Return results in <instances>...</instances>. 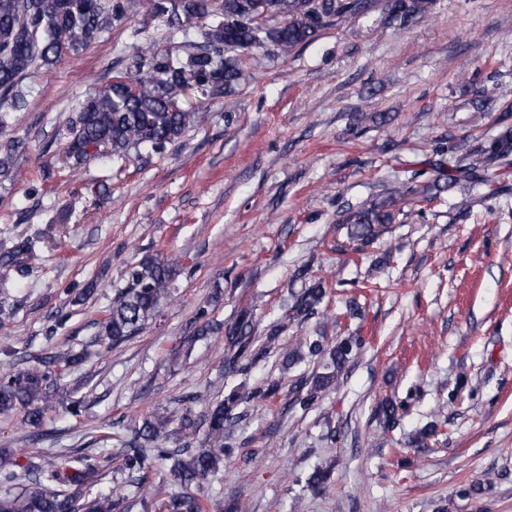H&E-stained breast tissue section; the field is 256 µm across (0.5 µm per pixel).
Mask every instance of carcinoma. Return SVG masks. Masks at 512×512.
<instances>
[{"mask_svg":"<svg viewBox=\"0 0 512 512\" xmlns=\"http://www.w3.org/2000/svg\"><path fill=\"white\" fill-rule=\"evenodd\" d=\"M261 10L283 18L270 26L256 22L258 10L253 0H223L215 7L210 0H151L153 17L185 34L195 31L196 40H185L177 49H164L144 36L140 50L124 73L105 88L88 93L67 121L71 134L66 153L82 158L95 148L97 157L124 156L132 149L158 150L179 138L197 124L199 113L179 106V99L194 89L224 96V109L233 111L232 96L242 71L239 54L268 46L295 48L313 42L321 30L365 11L367 0H261ZM427 0H384L385 17L405 26L423 14ZM123 4L118 0H0V131L8 128L6 117L27 104L32 90L26 84L35 71L51 72L67 54H76L96 42L121 18ZM17 151L10 140L0 147V175L9 173ZM435 178L422 189L432 201L454 185L465 182L483 188L493 197L505 190L501 171L512 166V125L486 138L477 147L455 154L448 146V159L434 163ZM413 177L398 176L384 189L385 199L350 210L342 223L350 225V239L364 248L379 235L377 226L392 220L386 210L398 198L413 192ZM40 260L32 243L22 241L0 260L3 274L24 279L33 262ZM180 267L174 258L148 257L126 272L127 286L115 291L106 315L97 321L99 335L118 346L140 333L159 305L167 298ZM327 296L325 282L313 278L298 295L293 317L306 320L319 312ZM205 317L189 340V345L210 335L224 333V371L241 372L245 362L266 357L276 348L280 329L268 331L263 340L253 335V313L239 312L230 324ZM324 361L327 372L315 375L310 388L294 387V402L308 407L318 394L335 383L350 361L352 341L345 339L332 348L324 337L304 336L295 350L283 357L288 367L301 352ZM38 366L0 370V415L19 414L24 423L40 428L47 415L64 403L60 380L81 361V355L57 349L35 357ZM279 385L272 382L249 391L231 390L224 399L207 407L202 414L209 447L195 448L191 435L197 422L191 404L197 398L179 399L164 412L147 414L135 432L127 436L100 427L99 440L114 442L115 450L96 454L73 451L42 458L32 456L21 464L0 454V512H114L121 500H144V470L154 460L171 462L170 475L179 490L168 497L167 512H211V497L197 494L208 477L221 471L224 458L232 454V426L240 419L238 409L250 401L275 396ZM403 403L381 401L377 414L383 427L396 423ZM122 460L120 475L112 463ZM27 484L18 486V470ZM329 470L320 466L308 478L317 493L328 488ZM98 488L88 502L86 494Z\"/></svg>","mask_w":512,"mask_h":512,"instance_id":"cac0c4a2","label":"carcinoma"}]
</instances>
